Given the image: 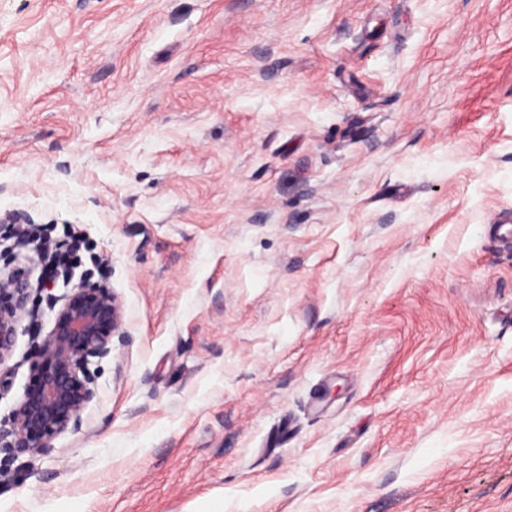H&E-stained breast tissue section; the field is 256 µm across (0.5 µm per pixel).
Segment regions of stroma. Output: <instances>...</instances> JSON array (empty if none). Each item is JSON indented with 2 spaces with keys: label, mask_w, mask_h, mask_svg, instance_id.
I'll use <instances>...</instances> for the list:
<instances>
[{
  "label": "stroma",
  "mask_w": 512,
  "mask_h": 512,
  "mask_svg": "<svg viewBox=\"0 0 512 512\" xmlns=\"http://www.w3.org/2000/svg\"><path fill=\"white\" fill-rule=\"evenodd\" d=\"M5 211L124 325L0 512H512V0H0ZM12 234L16 239L35 246L40 269L38 279L43 284L68 278L87 250L84 236L75 228L65 233L66 239L62 240L52 238L40 228L28 227L22 235L12 230Z\"/></svg>",
  "instance_id": "stroma-1"
}]
</instances>
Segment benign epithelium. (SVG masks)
<instances>
[{"instance_id":"7a95c632","label":"benign epithelium","mask_w":512,"mask_h":512,"mask_svg":"<svg viewBox=\"0 0 512 512\" xmlns=\"http://www.w3.org/2000/svg\"><path fill=\"white\" fill-rule=\"evenodd\" d=\"M33 285L15 270L0 278V366L10 359L19 327L31 312ZM123 304L111 289L82 280L56 314L53 328L39 337L22 400L0 427V447L31 457L53 448L74 431L96 397L90 365L112 350L122 327Z\"/></svg>"}]
</instances>
